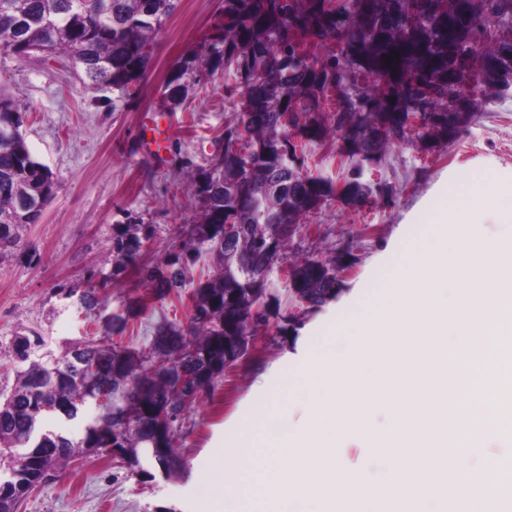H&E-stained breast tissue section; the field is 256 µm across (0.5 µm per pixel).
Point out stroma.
Masks as SVG:
<instances>
[{"label":"stroma","instance_id":"1","mask_svg":"<svg viewBox=\"0 0 512 512\" xmlns=\"http://www.w3.org/2000/svg\"><path fill=\"white\" fill-rule=\"evenodd\" d=\"M222 9V0H180L151 41V65L137 92L119 100L108 90L84 89L81 72L65 58L0 55V90L24 106L28 148L59 182L40 222L20 228L24 249L0 255V389L15 382L10 346L17 334L37 332L54 351L65 341L110 335L106 323L118 313L128 324L114 342L145 350L157 323L187 326L193 288L216 272L206 256L188 265L178 295L152 297L150 284L130 272L113 278L94 313L66 291L86 288L91 272L111 271L112 227L127 217L153 227L145 258L155 264L200 223V206L188 201L190 167L210 164L241 109L233 70L216 66L204 49ZM189 58L195 69L184 78L186 94L172 102L167 77ZM468 94L473 104L454 138L412 132L366 164L337 131L339 98L329 94L318 133L292 139L302 169L336 186L359 177L370 194L362 205L327 198L299 219L269 276L268 321L255 328L250 353L184 415L175 435L179 471L145 480L120 458L79 457L37 486L19 512H214L211 473L224 457L219 438L246 426L251 408L263 402L256 375L273 366L288 378L298 359L318 357L332 343L347 346L348 337L331 336V324L371 295L391 254L430 234L428 208L446 190L512 178V91L491 96L476 84ZM155 108L174 122L157 158L143 153L138 133L143 113ZM308 256L344 270L342 292L313 314L300 313L285 276ZM292 315L296 331H280L282 318Z\"/></svg>","mask_w":512,"mask_h":512}]
</instances>
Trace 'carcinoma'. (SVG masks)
Returning a JSON list of instances; mask_svg holds the SVG:
<instances>
[{
	"label": "carcinoma",
	"instance_id": "cac0c4a2",
	"mask_svg": "<svg viewBox=\"0 0 512 512\" xmlns=\"http://www.w3.org/2000/svg\"><path fill=\"white\" fill-rule=\"evenodd\" d=\"M179 0H5L0 11V52L27 58L34 52L61 55L84 76L91 90L110 89L130 96L147 73L150 42L174 13ZM459 0H423L425 16L409 20L405 0H345L337 9L329 0H224V21L206 49L216 63L234 68L239 79L242 127L227 130L224 151L209 167L195 166L191 186L202 207L179 251L164 264L141 262L154 230L145 224L112 228L114 269L102 272L79 295L88 312L100 305V293L112 276L132 268L160 297L180 294L185 263L210 254L216 274L193 291L188 330L159 325L149 350L112 345V337L65 343L60 352L44 350L36 332L17 334L12 354L27 367L16 372L14 386L0 392V512H18L29 491L48 480L74 455L107 456L120 450L127 462L140 456L163 458L161 471L179 466L174 450L175 424L223 375L224 364L260 319L254 305L264 301L268 274L280 259L278 227L295 224L326 197L332 187L304 175L293 163L296 147L280 123L282 114L306 102L309 120L320 126L321 103L333 83L344 87L347 102L335 113L336 129L363 161L410 131L409 111H428L425 137L447 139L459 132L463 114L448 109L455 94L448 63L465 50L448 27V12ZM482 0H472L469 40L483 54L499 52L485 38L488 17ZM325 51L318 68L304 58L306 48ZM194 60L185 59L165 85L173 102L185 95L184 76ZM26 112L0 92V251L20 249L22 224L39 223L57 188L54 174L37 161L22 133ZM248 135V162L231 154ZM242 233L224 244V224ZM336 267L317 258L294 265L295 283L317 310L341 291ZM184 369L198 374L190 391L178 395L171 377ZM107 386L115 402L87 425L77 440L41 428L54 414L78 416ZM171 419L159 425V416Z\"/></svg>",
	"mask_w": 512,
	"mask_h": 512
}]
</instances>
